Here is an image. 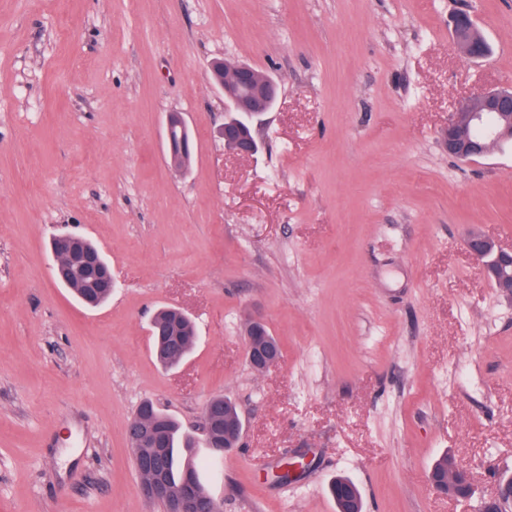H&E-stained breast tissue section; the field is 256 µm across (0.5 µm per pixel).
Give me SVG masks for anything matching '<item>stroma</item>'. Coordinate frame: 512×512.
I'll list each match as a JSON object with an SVG mask.
<instances>
[{
    "mask_svg": "<svg viewBox=\"0 0 512 512\" xmlns=\"http://www.w3.org/2000/svg\"><path fill=\"white\" fill-rule=\"evenodd\" d=\"M457 11L490 55L458 51ZM224 56L282 84L247 163L216 136ZM505 85L512 0H0V512H160L127 423L150 400L191 429L215 395L245 422L233 451H200L223 512H336L339 475L366 512H459L428 482L445 453L490 495L512 475V296L465 238L512 248V144L457 162L440 132ZM171 111L194 138L182 173ZM64 230L109 260L101 307L54 278ZM164 305L197 325L173 370L149 350ZM256 317L282 350L261 373ZM165 130H166V141L169 147L168 152V160L169 164L177 171H183L187 168L188 163L185 157V154L188 155V161H190L193 151H194V144L192 143L191 149L185 151L184 154V148L183 145L185 142H187L188 135H189V125L180 112H169L166 116V124H165ZM178 131L179 133V151L178 152L175 148L174 141H173V135L175 131ZM261 332L264 333L265 335L258 336H261V338L264 339L265 342L269 343V346H271L281 356L282 352L277 339L271 335L267 328L261 329ZM246 341L247 362L254 371L259 368H261L264 371L266 368L273 367L279 362V355L274 354V352H272L265 345H258L257 340L253 334V331L249 326L246 331ZM349 485L351 487H353L354 493H355V496H354L355 503L353 504V506L356 507L358 512H364V505H363L362 498H360L357 493V484L354 481H352V479L350 477H347V476L336 477V479H334L329 484V487H328L329 494L331 495V497L333 498V500L336 504V511L344 512V511H349V509L351 508L350 504L345 502L339 493V491L341 490L342 487L349 486Z\"/></svg>",
    "mask_w": 512,
    "mask_h": 512,
    "instance_id": "stroma-1",
    "label": "stroma"
}]
</instances>
